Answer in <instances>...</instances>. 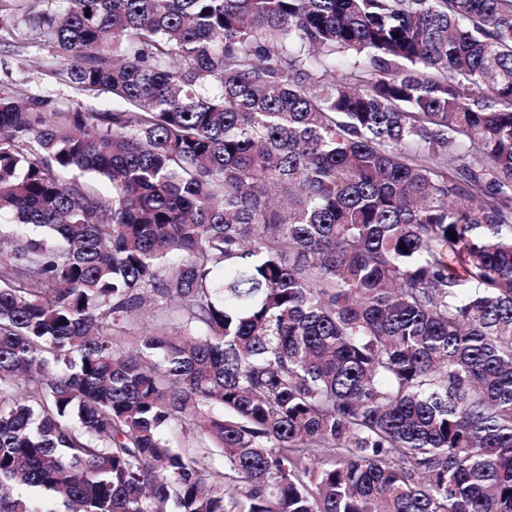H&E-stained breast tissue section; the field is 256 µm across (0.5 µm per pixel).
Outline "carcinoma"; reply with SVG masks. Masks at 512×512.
Here are the masks:
<instances>
[{
  "mask_svg": "<svg viewBox=\"0 0 512 512\" xmlns=\"http://www.w3.org/2000/svg\"><path fill=\"white\" fill-rule=\"evenodd\" d=\"M27 21L112 109L0 91V512H512V0Z\"/></svg>",
  "mask_w": 512,
  "mask_h": 512,
  "instance_id": "carcinoma-1",
  "label": "carcinoma"
}]
</instances>
